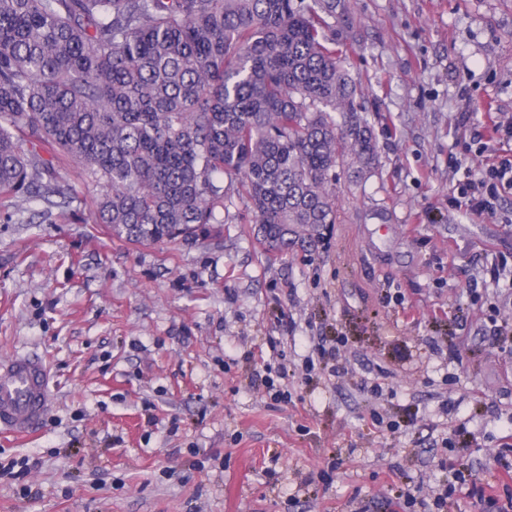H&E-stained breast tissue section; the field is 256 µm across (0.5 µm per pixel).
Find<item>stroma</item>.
<instances>
[{"mask_svg": "<svg viewBox=\"0 0 512 512\" xmlns=\"http://www.w3.org/2000/svg\"><path fill=\"white\" fill-rule=\"evenodd\" d=\"M346 6L379 163L336 183V223L280 253L237 201L217 234L132 244L87 223L97 190L70 161L69 220L0 216V359L41 357L54 380L41 426L0 438V463L28 468L0 477V512H394L402 489L406 512L447 489V512H483L512 493V351L485 309L512 329V297L469 294L512 256V192L493 218L450 202L461 132L512 119V0ZM268 367L290 372L277 401Z\"/></svg>", "mask_w": 512, "mask_h": 512, "instance_id": "obj_1", "label": "stroma"}]
</instances>
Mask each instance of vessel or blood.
Returning a JSON list of instances; mask_svg holds the SVG:
<instances>
[{
	"label": "vessel or blood",
	"instance_id": "vessel-or-blood-1",
	"mask_svg": "<svg viewBox=\"0 0 512 512\" xmlns=\"http://www.w3.org/2000/svg\"><path fill=\"white\" fill-rule=\"evenodd\" d=\"M51 376L34 356L0 361V429L24 435L36 429L50 408Z\"/></svg>",
	"mask_w": 512,
	"mask_h": 512
}]
</instances>
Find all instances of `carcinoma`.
<instances>
[{"mask_svg":"<svg viewBox=\"0 0 512 512\" xmlns=\"http://www.w3.org/2000/svg\"><path fill=\"white\" fill-rule=\"evenodd\" d=\"M344 0H0V206L65 220L55 164L129 242L193 238L237 195L271 250L336 223L329 183L377 167L333 45ZM56 170L58 176L65 181L75 185L79 192L80 199L90 200V197L96 195L98 190L92 184L85 183L79 177L78 166L71 161H63L56 163Z\"/></svg>","mask_w":512,"mask_h":512,"instance_id":"carcinoma-1","label":"carcinoma"}]
</instances>
